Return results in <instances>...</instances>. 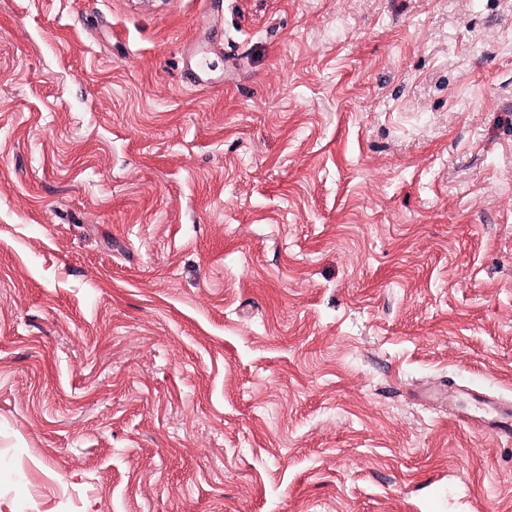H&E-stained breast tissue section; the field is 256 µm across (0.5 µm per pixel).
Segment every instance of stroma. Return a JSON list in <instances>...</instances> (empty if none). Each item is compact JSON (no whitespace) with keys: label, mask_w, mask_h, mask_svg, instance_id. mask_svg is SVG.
Returning <instances> with one entry per match:
<instances>
[{"label":"stroma","mask_w":512,"mask_h":512,"mask_svg":"<svg viewBox=\"0 0 512 512\" xmlns=\"http://www.w3.org/2000/svg\"><path fill=\"white\" fill-rule=\"evenodd\" d=\"M471 390L512 0H0V512H512Z\"/></svg>","instance_id":"stroma-1"}]
</instances>
